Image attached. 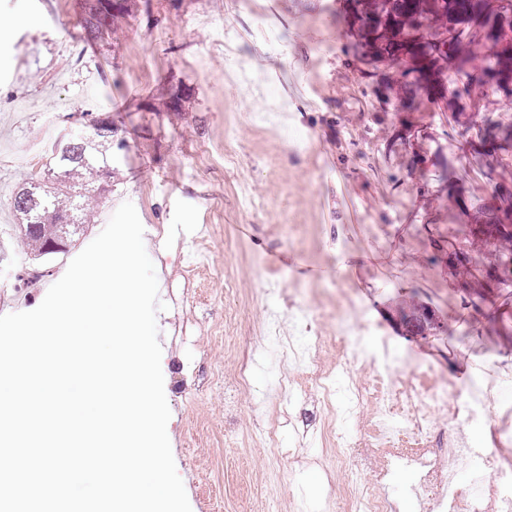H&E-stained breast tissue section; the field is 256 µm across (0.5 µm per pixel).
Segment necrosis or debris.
I'll return each mask as SVG.
<instances>
[{
	"label": "necrosis or debris",
	"mask_w": 512,
	"mask_h": 512,
	"mask_svg": "<svg viewBox=\"0 0 512 512\" xmlns=\"http://www.w3.org/2000/svg\"><path fill=\"white\" fill-rule=\"evenodd\" d=\"M371 329L369 321L347 324L342 337L291 336L281 325L268 323L264 330V346L279 355L280 365L276 374L274 391L279 403H286L296 393L295 381L288 371L289 364L304 367L314 389L319 393L327 412L336 410V392L339 379L347 375L355 363H369L371 374L367 380L356 384L351 393L352 406L373 400L378 404L381 425L369 428L366 438L381 447L391 446L400 440L406 453L396 455L394 466L411 470L414 474L412 493L416 500L426 503L436 495H447L449 500H465L468 512H512V459L498 460L499 479L495 484H485L480 468L488 461L487 449L473 447L461 438L460 422L489 420L494 410L493 397L473 401L463 395L462 389H449L446 382L435 383L426 398H418L405 384L389 380L390 366L370 356L365 347V337ZM335 348L342 359L335 369H327L321 354ZM443 407L453 427L448 436V451L458 462L457 471H449L442 464L440 453L425 445L427 435L434 431L431 411ZM347 512H394V503L382 495L379 487L361 483L358 476H351L340 496Z\"/></svg>",
	"instance_id": "obj_1"
}]
</instances>
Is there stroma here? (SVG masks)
Returning a JSON list of instances; mask_svg holds the SVG:
<instances>
[{"label":"stroma","instance_id":"35a3bbf8","mask_svg":"<svg viewBox=\"0 0 512 512\" xmlns=\"http://www.w3.org/2000/svg\"><path fill=\"white\" fill-rule=\"evenodd\" d=\"M333 0H132L112 36L82 37L77 0H0V235L15 222L11 199L30 175L33 147L50 150L69 116L112 123L120 162L107 201L132 202L154 263L161 367L171 410L167 433L191 512H336L337 491L358 471L376 482V448L326 456L320 440L295 447L305 405L272 403L271 361L260 327L337 335L341 322L374 321L403 358L394 380L423 390L434 373L456 386L494 359L512 373V305L502 323L459 286L432 240L459 223L441 181L458 164L459 136L430 105L399 110L388 81L364 78ZM271 14L287 43L265 48L253 24ZM235 40L250 66L277 64L287 119L251 111L225 74ZM179 111H172V103ZM261 202L243 210L241 193ZM107 212L74 236L65 255L28 261L36 286H18L17 260L0 264V315L29 311L103 230ZM206 255L193 286L183 270ZM283 290L265 302L271 283ZM423 306L440 328L413 338L401 312ZM243 319L232 341L254 353L251 384L224 425V320ZM277 428L286 454L255 448L260 423Z\"/></svg>","mask_w":512,"mask_h":512}]
</instances>
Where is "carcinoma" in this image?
<instances>
[{
    "instance_id": "cac0c4a2",
    "label": "carcinoma",
    "mask_w": 512,
    "mask_h": 512,
    "mask_svg": "<svg viewBox=\"0 0 512 512\" xmlns=\"http://www.w3.org/2000/svg\"><path fill=\"white\" fill-rule=\"evenodd\" d=\"M118 17L102 0H84V37L112 35ZM343 20L359 60L391 72L395 97L408 108L436 102L426 86L410 79L416 61H428L438 77H453L446 96L448 123L459 128L468 145L476 139L483 145L490 136L507 143L506 148L472 150L470 155L488 182L512 177V126L488 115L470 116L459 107L465 99L475 107L487 103L500 70L512 69V0H345ZM110 132L97 134L81 125L54 145L38 175L30 176L27 186L14 195L12 207L19 215L16 241L28 253L51 255L53 226L70 238L90 223L95 205L111 187L116 159L98 141ZM456 202L466 220L448 238V262L487 303L486 319L494 323L500 318L495 300L512 294V274L490 295L485 273L512 262V198L495 195L471 207L460 197ZM402 319L420 334L435 328L424 308L405 312Z\"/></svg>"
}]
</instances>
